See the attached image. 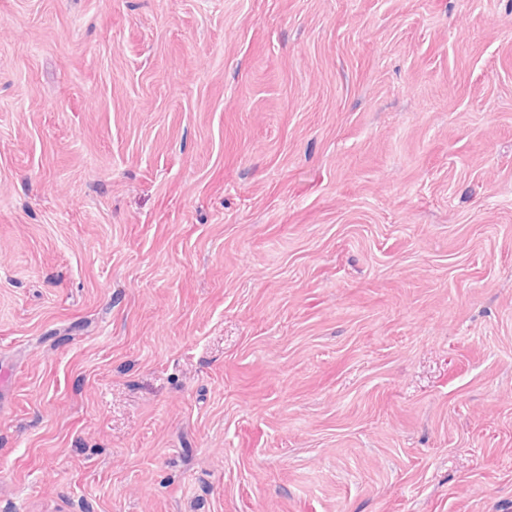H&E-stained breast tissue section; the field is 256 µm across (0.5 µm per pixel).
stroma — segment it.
I'll use <instances>...</instances> for the list:
<instances>
[{
	"label": "stroma",
	"instance_id": "35a3bbf8",
	"mask_svg": "<svg viewBox=\"0 0 512 512\" xmlns=\"http://www.w3.org/2000/svg\"><path fill=\"white\" fill-rule=\"evenodd\" d=\"M0 512H512V0H0Z\"/></svg>",
	"mask_w": 512,
	"mask_h": 512
}]
</instances>
